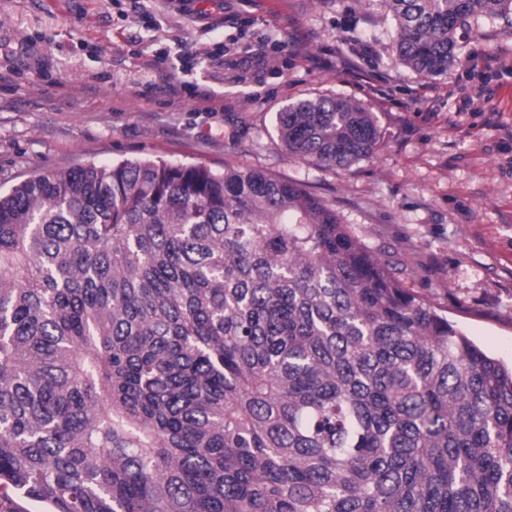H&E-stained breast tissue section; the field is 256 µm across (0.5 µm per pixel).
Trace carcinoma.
<instances>
[{
  "label": "carcinoma",
  "instance_id": "cac0c4a2",
  "mask_svg": "<svg viewBox=\"0 0 512 512\" xmlns=\"http://www.w3.org/2000/svg\"><path fill=\"white\" fill-rule=\"evenodd\" d=\"M418 74L512 0H382ZM288 155L381 146L335 95L276 113ZM48 512H512V367L329 204L163 159L0 194V504Z\"/></svg>",
  "mask_w": 512,
  "mask_h": 512
}]
</instances>
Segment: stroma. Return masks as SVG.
Here are the masks:
<instances>
[{
	"label": "stroma",
	"instance_id": "stroma-1",
	"mask_svg": "<svg viewBox=\"0 0 512 512\" xmlns=\"http://www.w3.org/2000/svg\"><path fill=\"white\" fill-rule=\"evenodd\" d=\"M462 62L404 66L379 0H0V191L76 165L158 156L302 182L491 356L512 363V22L458 29ZM151 69L150 87L131 78ZM489 79L492 110L448 89ZM198 85L217 111L181 90ZM338 95L381 147L347 170L288 156L275 116Z\"/></svg>",
	"mask_w": 512,
	"mask_h": 512
}]
</instances>
